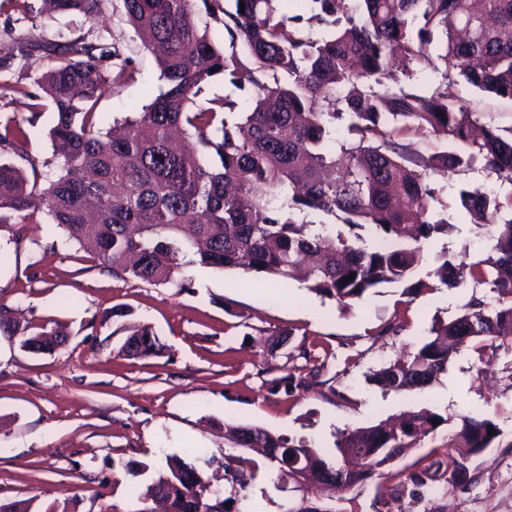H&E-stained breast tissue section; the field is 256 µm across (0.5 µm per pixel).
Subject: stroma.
I'll list each match as a JSON object with an SVG mask.
<instances>
[{
  "instance_id": "obj_1",
  "label": "stroma",
  "mask_w": 512,
  "mask_h": 512,
  "mask_svg": "<svg viewBox=\"0 0 512 512\" xmlns=\"http://www.w3.org/2000/svg\"><path fill=\"white\" fill-rule=\"evenodd\" d=\"M27 2L29 11L17 21L11 8H0V55L21 41L63 42L83 34L117 47L131 74L98 102L106 127L158 93L156 56L129 23L123 0H105L99 22L44 11L42 0ZM20 79L15 70L0 73V125L25 124L21 166L42 186L56 164L53 114L4 91ZM457 92L483 121L512 128L511 100L464 83ZM466 184L512 192V184L480 168L444 178L434 207L452 230L429 241V256L445 251L474 263L490 251L489 230L471 224L459 206ZM183 277V289L117 277L42 213L24 224L0 223V306L21 324L67 336L65 345L40 354L0 336V503L23 500L29 512H136L137 488L166 456L196 447L223 458L225 423L259 425L329 449L338 430L428 408L453 422L465 414L491 418L502 434L469 458L462 481L438 494L397 495L377 479L344 501V512H512V353H497L484 372L471 351L461 350L423 393H387L369 380L412 350L433 321L450 318L485 288L469 282L415 293L388 286L342 311L296 282L275 287L198 265L186 266ZM117 308L124 317L114 316ZM138 324L153 327L167 354L120 355L126 327ZM278 333L329 343L336 358L325 385L290 395L269 388L287 364L286 353L255 355L248 340ZM289 497L274 474L261 470L240 507L282 512Z\"/></svg>"
}]
</instances>
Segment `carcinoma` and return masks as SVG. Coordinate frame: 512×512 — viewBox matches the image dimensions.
<instances>
[{
	"mask_svg": "<svg viewBox=\"0 0 512 512\" xmlns=\"http://www.w3.org/2000/svg\"><path fill=\"white\" fill-rule=\"evenodd\" d=\"M222 15L226 47L217 46L195 21L197 2ZM54 12L96 21L103 0H43ZM294 0H123L128 20L156 50L164 87L141 111L122 119L118 136L102 127L96 104L119 80L129 60L103 42L82 36L64 42L24 41L0 57V69L37 57L33 78L50 102L49 131L58 173L45 188L28 185L23 170L0 157V223L47 212L68 237L88 247L116 275L185 288L178 278L186 257L218 270L286 283L303 271L305 288L336 302L341 311L376 288L410 283L416 290L484 285L496 302L473 297L449 321L435 323L412 351L371 376L386 392L424 390L448 372L461 346L471 343L482 364L487 352H512V192L480 186L459 191L471 223L493 229L492 254L473 264L445 253L428 280L411 282L427 261L424 244L451 230L430 200L436 179L480 165L512 184V128L482 124L453 89L464 82L512 100V0H305L307 17L288 8ZM245 9H240V4ZM317 20L324 36L306 23ZM445 63L427 91L385 81L412 79L413 64ZM248 93L247 106L230 96L198 103L216 77ZM348 138L331 147L336 124ZM426 129L457 145L428 157L397 142L390 127ZM26 133L5 125L0 144L23 157ZM337 220L319 224L312 214ZM382 239L367 247L360 231ZM353 279L345 284L348 275ZM0 335L17 338L32 353L52 351L53 333L18 324L0 308ZM165 344L149 326H132L122 345L133 359L159 358ZM290 358L305 365L269 381L291 394L318 383L326 343L302 339ZM448 418L429 410L399 424L343 429L334 452L285 438L255 425L224 423L233 447L261 454L292 484L294 451L313 472L331 473L325 510L344 512L345 495L375 479L396 487L437 491L466 472L469 457L490 447L501 429L489 418L464 415L448 440L411 469L394 468ZM494 433H489V429ZM195 462L167 457L166 469L137 492L145 502L161 491L166 512H206L207 496L246 498L255 479L242 458L218 462L190 448ZM213 469V475L205 470ZM223 480L227 486H219Z\"/></svg>",
	"mask_w": 512,
	"mask_h": 512,
	"instance_id": "cac0c4a2",
	"label": "carcinoma"
}]
</instances>
